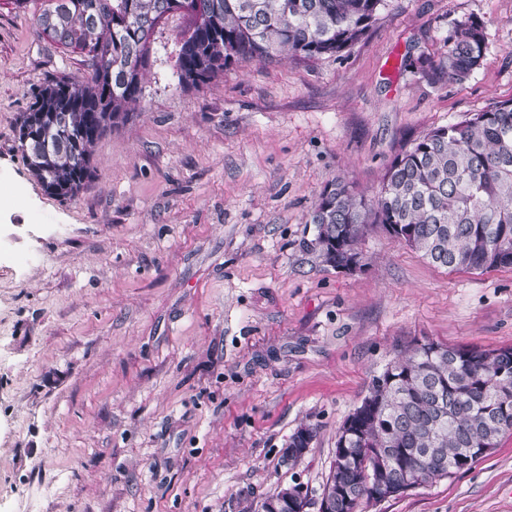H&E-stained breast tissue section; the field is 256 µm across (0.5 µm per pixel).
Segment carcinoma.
<instances>
[{
    "instance_id": "obj_1",
    "label": "carcinoma",
    "mask_w": 512,
    "mask_h": 512,
    "mask_svg": "<svg viewBox=\"0 0 512 512\" xmlns=\"http://www.w3.org/2000/svg\"><path fill=\"white\" fill-rule=\"evenodd\" d=\"M193 23L177 57L178 84L197 86L239 61L339 57L363 39L384 0H42L33 24L47 40L87 53L79 82L41 86L18 129V149L45 192L74 198L94 172L92 147L144 95L156 29L182 2ZM435 66L462 82L487 50L484 22L455 23ZM306 250L339 267L360 258L367 224L396 225L408 246L449 269L512 267V99L434 128L389 166L367 199L328 184L310 214ZM512 433V348L482 350L418 343L374 376L344 419L324 488L342 487L336 512L372 501L384 470L413 490L466 472Z\"/></svg>"
}]
</instances>
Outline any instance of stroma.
Wrapping results in <instances>:
<instances>
[{
  "mask_svg": "<svg viewBox=\"0 0 512 512\" xmlns=\"http://www.w3.org/2000/svg\"><path fill=\"white\" fill-rule=\"evenodd\" d=\"M470 16L483 62L439 79ZM190 25H160L143 99L63 199L17 130L40 85L82 81L89 59L0 0V512H249L293 485L317 512L336 430L388 363L426 341L512 348V267H440L380 224L351 273L303 248L328 183L374 197L419 136L512 99V0H385L340 58L239 61L182 87ZM303 424L317 436L286 459ZM357 512H512V434Z\"/></svg>",
  "mask_w": 512,
  "mask_h": 512,
  "instance_id": "obj_1",
  "label": "stroma"
}]
</instances>
